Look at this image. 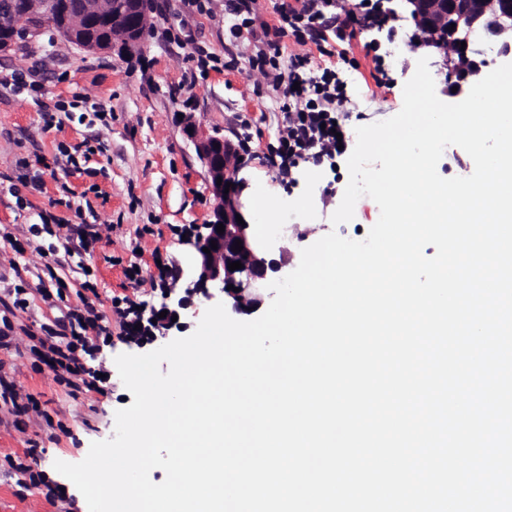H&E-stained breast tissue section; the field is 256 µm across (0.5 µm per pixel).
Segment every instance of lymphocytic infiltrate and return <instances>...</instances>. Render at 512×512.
Masks as SVG:
<instances>
[{"mask_svg": "<svg viewBox=\"0 0 512 512\" xmlns=\"http://www.w3.org/2000/svg\"><path fill=\"white\" fill-rule=\"evenodd\" d=\"M275 11L279 24L273 38L257 46L248 64L251 70L270 78L282 101L283 131L267 163L290 183L304 164L331 161L341 150L351 149L342 122L351 97L336 68H311L305 56L281 64L280 39L291 37L319 46L331 39L345 43L357 33L382 26L384 18L380 0H359L353 9L345 0H277ZM99 319L93 305L85 304L82 310L57 318L44 335L30 336L28 350L36 361L50 365L58 382L73 384L83 379V358L93 348L91 333L101 330Z\"/></svg>", "mask_w": 512, "mask_h": 512, "instance_id": "f902f5d3", "label": "lymphocytic infiltrate"}]
</instances>
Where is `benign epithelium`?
<instances>
[{"label":"benign epithelium","mask_w":512,"mask_h":512,"mask_svg":"<svg viewBox=\"0 0 512 512\" xmlns=\"http://www.w3.org/2000/svg\"><path fill=\"white\" fill-rule=\"evenodd\" d=\"M399 8L406 12L414 24L412 44L414 49L430 48L433 40L448 44V53L438 62L439 72L455 78L456 95L469 92L472 78L484 65L481 44L491 43L497 56L512 62V0H398ZM151 0H97L92 6L87 0L72 5L69 0H28L27 13L47 22L54 16L63 17L58 33L88 51L104 50L115 45L125 52L139 48L142 40L140 29ZM397 8V9H399ZM397 9L389 6L386 14L393 18ZM466 47H461V43ZM186 136L195 145L197 154L207 172L209 193L216 201L203 231L193 241L196 256L188 272L189 286L184 294L166 296L161 310L150 318V326L143 344H153L168 336L172 329L180 330L183 311L195 296L207 300L213 297L210 289L218 286L227 297L231 310L248 315L265 303L267 285L284 277V263L267 259L254 241L250 222L241 225L236 216H245L241 201L245 183L233 176L230 166L236 159L234 146L222 137L212 135L192 118H187ZM219 147H214V144ZM222 183H217V179ZM233 187L226 188L227 184ZM225 226L224 233L217 232V225ZM243 250L236 251V241ZM217 248H211V243ZM210 249V253L203 249ZM239 261L243 268L229 270L228 265ZM167 311L164 318L160 311ZM178 321H172V318Z\"/></svg>","instance_id":"1"}]
</instances>
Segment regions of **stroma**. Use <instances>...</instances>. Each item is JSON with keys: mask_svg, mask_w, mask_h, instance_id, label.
I'll return each instance as SVG.
<instances>
[{"mask_svg": "<svg viewBox=\"0 0 512 512\" xmlns=\"http://www.w3.org/2000/svg\"><path fill=\"white\" fill-rule=\"evenodd\" d=\"M154 3L141 47L132 53L88 52L45 27L0 54V77L35 68L42 85L38 92L0 87V295L23 288L29 302L12 319L15 341L0 350V371L19 395L38 401L44 417L66 427L53 435L34 419L19 428L0 424V512H88L83 495L54 463L81 462L92 442L113 438L116 411L133 402L114 359L140 348L120 336L112 304L127 298L150 311L161 307L168 291L184 292L194 250L176 230L200 228L215 205L205 168L183 132L185 117L225 139L248 140L250 154L237 173L246 184L242 201L252 208L258 185L274 188L276 216L291 231L276 241L271 256L287 260L289 268L298 266L303 248L333 231L331 216L349 180L342 160L333 170L305 166L291 186L266 166L264 157L282 130L281 102L267 80L250 71L249 44L230 42L224 0H208L201 14L184 0ZM390 26L393 35L363 32L337 45L330 57L314 43L286 37L281 58L305 55L312 65L332 63L342 70L353 91L346 120L352 132L396 115L418 59H438L421 49L393 55L394 41L408 40L414 26L404 13ZM372 41L385 53L383 65H376L367 48ZM234 50L241 54L238 67L225 69L223 59ZM48 112L61 126H46ZM36 173L42 191L16 201L12 188ZM302 201L309 204L305 217L294 212ZM76 202L81 212H74ZM79 222L92 225L96 237L86 249L65 254L63 227ZM13 239L24 243V252L11 249ZM49 247L60 254L59 265L50 269L38 254ZM163 263L182 271L168 291L159 286ZM133 267L139 270L135 282L128 276ZM60 280L67 285L66 306L92 303L107 329L84 360L86 368L106 371L107 377L98 389L77 395L26 350L28 334L40 333L61 315L40 295L41 289L55 290ZM88 283L94 295L86 294ZM30 448L47 476L65 486V502L52 504L40 491L20 487L5 458Z\"/></svg>", "mask_w": 512, "mask_h": 512, "instance_id": "35a3bbf8", "label": "stroma"}]
</instances>
